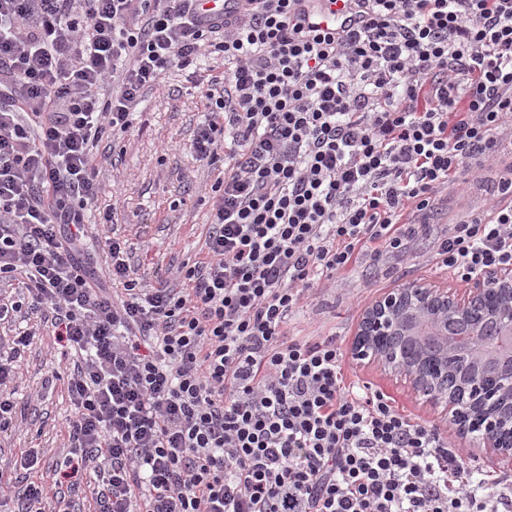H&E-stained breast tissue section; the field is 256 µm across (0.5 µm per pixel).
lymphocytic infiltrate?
Returning a JSON list of instances; mask_svg holds the SVG:
<instances>
[{
    "mask_svg": "<svg viewBox=\"0 0 512 512\" xmlns=\"http://www.w3.org/2000/svg\"><path fill=\"white\" fill-rule=\"evenodd\" d=\"M242 2L206 22L199 0H0V279L30 296L0 321L52 309L81 351L69 440L104 463L97 512H512L506 479L345 383L335 337L287 330L357 258L407 252L410 216L512 142V0H351L334 33L298 0ZM206 49L224 59L189 146L224 166L207 252L185 287L142 288L123 242L88 243L93 150ZM435 260L464 283L512 265V205L449 225ZM29 343L0 340V430Z\"/></svg>",
    "mask_w": 512,
    "mask_h": 512,
    "instance_id": "1",
    "label": "lymphocytic infiltrate"
}]
</instances>
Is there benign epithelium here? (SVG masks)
Returning a JSON list of instances; mask_svg holds the SVG:
<instances>
[{"label":"benign epithelium","mask_w":512,"mask_h":512,"mask_svg":"<svg viewBox=\"0 0 512 512\" xmlns=\"http://www.w3.org/2000/svg\"><path fill=\"white\" fill-rule=\"evenodd\" d=\"M473 306L484 307L489 317L502 321L508 348L512 350V266H504L477 273L471 287L462 293L424 283L393 289L363 309L350 353L356 360L375 363L407 379L426 402L441 408V414L448 417L461 436L469 432L465 417L470 406L480 405L483 447L511 463L512 445L506 443L504 433L512 431V401L504 398L499 379L512 380V354L488 362L491 371L465 385V394L460 396L443 387L448 381V352L433 357L416 354L394 363L380 344L382 337L401 329L406 335H413L414 325L421 322L446 336L448 314L463 317Z\"/></svg>","instance_id":"benign-epithelium-1"}]
</instances>
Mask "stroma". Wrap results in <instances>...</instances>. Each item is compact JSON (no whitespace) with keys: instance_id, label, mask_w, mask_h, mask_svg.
Listing matches in <instances>:
<instances>
[{"instance_id":"1","label":"stroma","mask_w":512,"mask_h":512,"mask_svg":"<svg viewBox=\"0 0 512 512\" xmlns=\"http://www.w3.org/2000/svg\"><path fill=\"white\" fill-rule=\"evenodd\" d=\"M223 78L220 58L205 61L194 72H169L160 87L144 94L129 132L116 140L103 136L98 143L94 162L104 188L98 205L111 207L113 219L89 225L88 233L99 242L111 237L126 240L141 283L178 284L179 268L206 253L211 209L206 195L222 171L196 162L188 146L206 118L203 84ZM508 178H512V146L503 147L490 162L466 163L420 216L427 229L408 253H388L377 262L360 260L344 280L296 309L288 322L291 334L300 339L335 337L346 352L342 365L346 380L384 393L396 410L414 421L436 425L476 466H495L501 476L511 474L512 465L478 447L477 434L459 436L440 410L424 403L407 382L349 357L348 350L364 307L390 289L413 282L457 285L456 276L432 259L437 240L449 225L463 223L500 199ZM31 324L36 334L17 361L12 385L14 422L0 431V502L9 503L27 484L36 482L50 496L64 497L75 512H95L93 467H86L77 481L60 475L70 457L66 427L73 404L67 380L75 356L58 343L50 322L35 318ZM29 450L40 457L33 469L25 470L20 459Z\"/></svg>"}]
</instances>
